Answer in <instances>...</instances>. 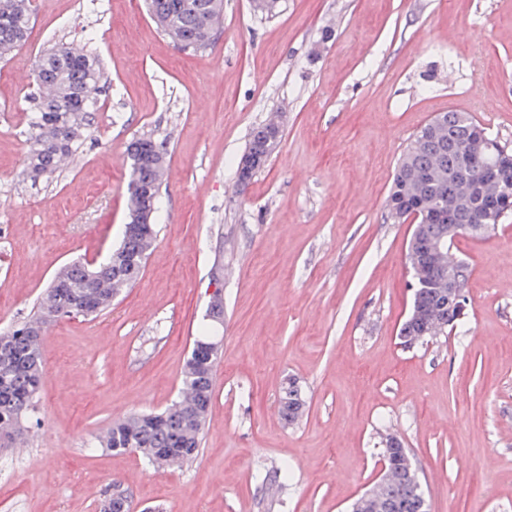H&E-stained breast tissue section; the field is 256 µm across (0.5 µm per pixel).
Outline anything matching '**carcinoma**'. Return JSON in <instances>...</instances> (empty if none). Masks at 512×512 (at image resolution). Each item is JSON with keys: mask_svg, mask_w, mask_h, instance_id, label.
<instances>
[{"mask_svg": "<svg viewBox=\"0 0 512 512\" xmlns=\"http://www.w3.org/2000/svg\"><path fill=\"white\" fill-rule=\"evenodd\" d=\"M158 28L183 50L201 51L214 46L221 34L224 0H146ZM33 9L17 0H0V59L25 45ZM103 80L97 56L71 43L43 51L35 60L34 111L29 116V140L21 175L32 181L51 175L61 162L81 147L94 122L97 100L92 89ZM279 122L268 120L250 136L243 159L270 158L276 149L273 135ZM486 133V127L464 112H443L422 126L411 138L397 164L388 199V218L402 223L410 218L422 233L436 238L446 233L439 216L459 226V232L478 236V197L456 203V178L460 153ZM131 174L127 189L128 222L123 239L109 260L99 265L74 261L65 266L40 295L33 318L0 332V447L12 444L16 429L36 413L45 380L40 338L51 323L66 317L95 318L112 305V299L139 277L147 252L156 236L153 214L136 188L160 190L167 168L166 141L142 135L127 145ZM418 266L432 284L418 287L423 314L406 319L400 337L419 336L428 329L427 313L444 317L448 328L457 326L456 312L448 308L440 282L453 276L465 288L468 267L442 273L426 267L424 256L415 252ZM219 342L198 336L184 366L177 400L162 412L135 413L112 424L99 440L108 451L134 450L150 462L158 458L187 463L199 453L201 435L213 399L214 367ZM305 401L290 382L280 398V413L292 423L303 413ZM129 498L120 484L112 483L103 512H119L116 505ZM383 512H429L421 485L396 473L386 491Z\"/></svg>", "mask_w": 512, "mask_h": 512, "instance_id": "1", "label": "carcinoma"}]
</instances>
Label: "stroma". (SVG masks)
Here are the masks:
<instances>
[{
	"mask_svg": "<svg viewBox=\"0 0 512 512\" xmlns=\"http://www.w3.org/2000/svg\"><path fill=\"white\" fill-rule=\"evenodd\" d=\"M58 42L98 57L96 128L48 180L20 171L35 58ZM512 148V0H224L214 47L183 51L144 0H34L26 45L0 60V329L30 316L54 274L104 260L126 222L128 142L166 140L157 239L137 281L93 320L43 334L39 428L0 452V512H347L389 436L430 512H512V214L458 236L471 270L461 323L411 348V224L387 217L397 161L442 112ZM283 136L240 187L253 128ZM224 324L197 458L157 467L93 447L112 422L177 397L216 266ZM295 383L296 423L279 399ZM291 477L262 492L280 463ZM305 401L294 383H288L280 398V413L284 420L292 423L303 413Z\"/></svg>",
	"mask_w": 512,
	"mask_h": 512,
	"instance_id": "1",
	"label": "stroma"
}]
</instances>
